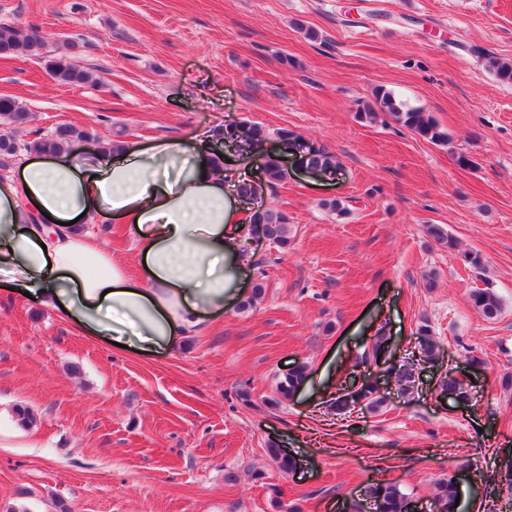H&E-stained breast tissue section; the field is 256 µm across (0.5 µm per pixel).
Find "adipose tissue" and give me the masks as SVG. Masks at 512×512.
<instances>
[{
  "instance_id": "ef3b65f1",
  "label": "adipose tissue",
  "mask_w": 512,
  "mask_h": 512,
  "mask_svg": "<svg viewBox=\"0 0 512 512\" xmlns=\"http://www.w3.org/2000/svg\"><path fill=\"white\" fill-rule=\"evenodd\" d=\"M219 133L35 154L0 178V289L127 351L158 353L243 295L238 179L214 169ZM130 225L140 277L88 233Z\"/></svg>"
}]
</instances>
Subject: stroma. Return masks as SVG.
Listing matches in <instances>:
<instances>
[{"instance_id":"obj_1","label":"stroma","mask_w":512,"mask_h":512,"mask_svg":"<svg viewBox=\"0 0 512 512\" xmlns=\"http://www.w3.org/2000/svg\"><path fill=\"white\" fill-rule=\"evenodd\" d=\"M0 23L39 28L47 51L96 78L64 85L44 59L0 56V97L28 114L8 128L18 151L0 177L63 125L88 131V150L246 122L266 134L252 175L269 153L288 169L265 207L289 227L284 247L244 239L246 286L262 288L251 307L225 308L168 352L121 351L0 292V512H54L59 498L73 512H373L365 490L379 482L437 512L450 477L461 512H512L497 475L512 457V84L485 63L512 62V0H0ZM381 90L432 116L448 144L386 114L358 120ZM283 128L335 167L302 168ZM89 230L138 275L130 225ZM485 287L502 301L493 319L470 299ZM424 321L442 348L433 368L419 360ZM380 335L386 363L357 362ZM473 356L480 369L462 372ZM299 365L304 388L278 400ZM392 365L413 368L411 391ZM368 376L381 408L336 413ZM449 377L468 383V403L439 399ZM18 405L35 427L17 425ZM271 441L295 472L277 469Z\"/></svg>"}]
</instances>
